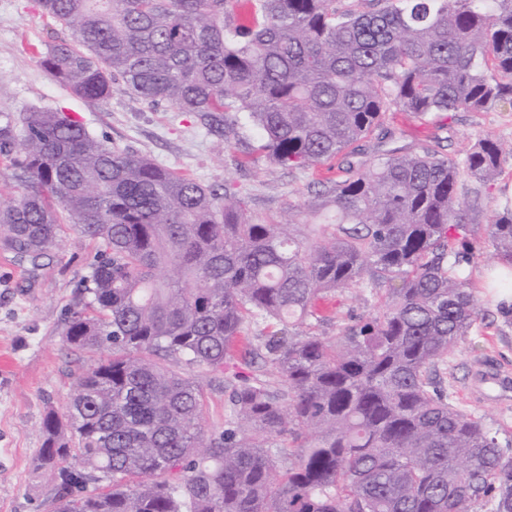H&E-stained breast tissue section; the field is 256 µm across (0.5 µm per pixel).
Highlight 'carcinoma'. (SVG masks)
<instances>
[{
  "label": "carcinoma",
  "instance_id": "carcinoma-1",
  "mask_svg": "<svg viewBox=\"0 0 512 512\" xmlns=\"http://www.w3.org/2000/svg\"><path fill=\"white\" fill-rule=\"evenodd\" d=\"M68 32L40 65L78 98L121 83L243 127L283 170H315L396 116L512 106V0H34ZM512 147L461 158L422 146L350 164L307 209L246 218V197L115 150L74 117L32 107L0 126L22 191L0 243L32 264L70 230L88 242L87 300L65 341L90 363L41 423L52 512H512V456L495 423L448 394L439 364L478 317L469 267L486 241L512 263V200L477 224ZM470 200L461 201V178ZM358 287L382 312L328 296ZM271 328L249 335L247 319ZM224 426L202 428L196 372L238 356ZM297 448L284 461L270 439ZM358 293L356 288L347 289L336 293L335 297L329 301L332 307H336L338 317L347 319V314L352 312L357 316L370 318L380 313L381 309L373 298L368 297L367 301H359L356 298Z\"/></svg>",
  "mask_w": 512,
  "mask_h": 512
}]
</instances>
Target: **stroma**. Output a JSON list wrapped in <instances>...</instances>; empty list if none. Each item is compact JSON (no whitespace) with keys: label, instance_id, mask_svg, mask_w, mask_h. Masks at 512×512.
<instances>
[{"label":"stroma","instance_id":"stroma-1","mask_svg":"<svg viewBox=\"0 0 512 512\" xmlns=\"http://www.w3.org/2000/svg\"><path fill=\"white\" fill-rule=\"evenodd\" d=\"M52 37L48 20L27 0H0V116L19 117L36 106L76 117L94 136L113 146L147 155L154 162L204 184L227 183L248 201L253 220H279L288 209L306 208L310 173L288 172L247 159L260 143L257 130L239 131L232 143L209 135L187 113L151 107L123 86L104 103L85 102L56 83L40 66L37 51ZM391 138L359 142L349 156L365 167L386 151L424 145L460 158L478 139L512 142V109L456 112L448 119L401 118ZM87 244L66 233L60 248L42 258L40 269L0 247V512H50L56 485L51 472L37 469L40 425L48 410L64 411L86 356L64 341L66 308L78 306L87 273ZM495 261L475 257L471 277L480 315L448 356V392L469 414L497 421L512 439V403L471 398L467 387L477 370L493 363L512 375V312L495 306L483 283Z\"/></svg>","mask_w":512,"mask_h":512}]
</instances>
